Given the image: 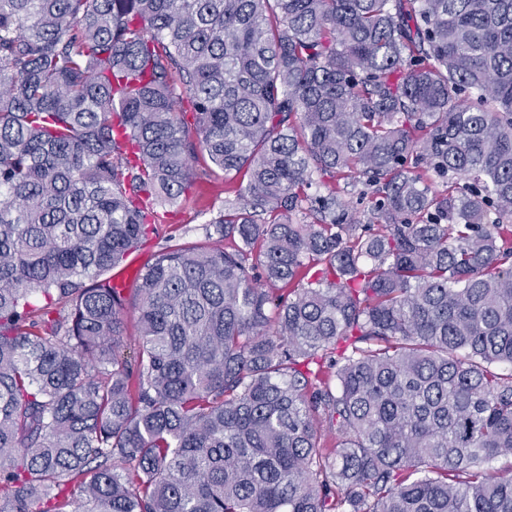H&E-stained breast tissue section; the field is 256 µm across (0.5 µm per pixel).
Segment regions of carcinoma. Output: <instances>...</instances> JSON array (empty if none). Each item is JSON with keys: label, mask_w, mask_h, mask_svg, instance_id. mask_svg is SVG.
Segmentation results:
<instances>
[{"label": "carcinoma", "mask_w": 512, "mask_h": 512, "mask_svg": "<svg viewBox=\"0 0 512 512\" xmlns=\"http://www.w3.org/2000/svg\"><path fill=\"white\" fill-rule=\"evenodd\" d=\"M504 364L512 0H0V512H512ZM216 171L218 180L213 179L215 176H212L211 181L200 183L212 187V196L202 201L196 190L195 196L184 203L183 211L176 216L174 227L179 229L175 233L177 243H202L207 240V235L213 232L212 224L208 223L218 217L223 208L222 200H224V176L220 171Z\"/></svg>", "instance_id": "carcinoma-1"}]
</instances>
